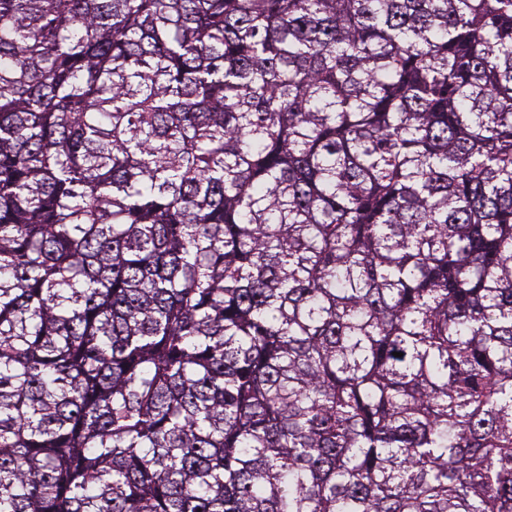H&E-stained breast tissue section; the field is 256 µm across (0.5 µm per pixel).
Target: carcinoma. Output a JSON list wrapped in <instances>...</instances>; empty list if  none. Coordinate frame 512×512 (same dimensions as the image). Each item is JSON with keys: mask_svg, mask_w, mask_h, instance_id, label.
Returning a JSON list of instances; mask_svg holds the SVG:
<instances>
[{"mask_svg": "<svg viewBox=\"0 0 512 512\" xmlns=\"http://www.w3.org/2000/svg\"><path fill=\"white\" fill-rule=\"evenodd\" d=\"M0 512H512V0H0Z\"/></svg>", "mask_w": 512, "mask_h": 512, "instance_id": "1", "label": "carcinoma"}]
</instances>
